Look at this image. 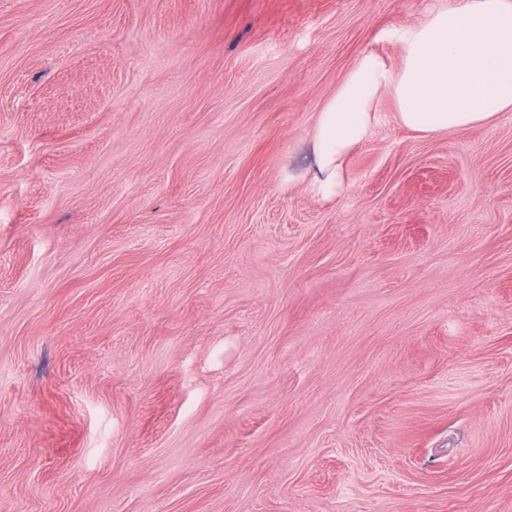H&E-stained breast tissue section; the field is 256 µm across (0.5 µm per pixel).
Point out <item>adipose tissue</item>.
<instances>
[{"label":"adipose tissue","instance_id":"1","mask_svg":"<svg viewBox=\"0 0 512 512\" xmlns=\"http://www.w3.org/2000/svg\"><path fill=\"white\" fill-rule=\"evenodd\" d=\"M390 97L398 122L422 135L460 134L512 112V0H451L405 39L399 66L364 53L317 113L308 189L325 201L347 189L353 151L373 134Z\"/></svg>","mask_w":512,"mask_h":512}]
</instances>
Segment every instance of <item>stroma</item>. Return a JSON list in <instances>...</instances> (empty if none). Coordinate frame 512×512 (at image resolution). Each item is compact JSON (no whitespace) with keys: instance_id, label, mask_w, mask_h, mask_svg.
Segmentation results:
<instances>
[{"instance_id":"obj_1","label":"stroma","mask_w":512,"mask_h":512,"mask_svg":"<svg viewBox=\"0 0 512 512\" xmlns=\"http://www.w3.org/2000/svg\"><path fill=\"white\" fill-rule=\"evenodd\" d=\"M449 0H0V512H512V112H317Z\"/></svg>"}]
</instances>
